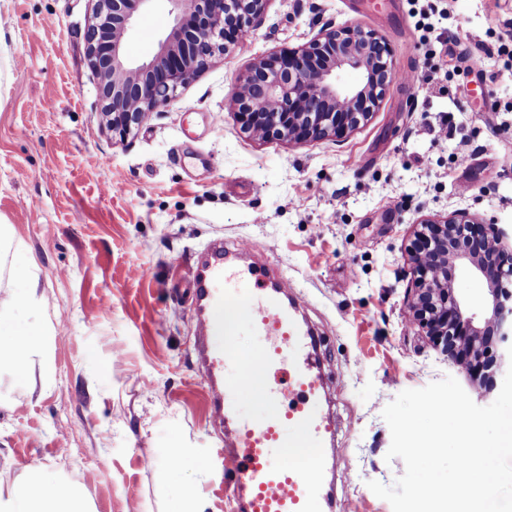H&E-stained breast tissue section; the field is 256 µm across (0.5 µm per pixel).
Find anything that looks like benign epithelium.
Returning <instances> with one entry per match:
<instances>
[{"instance_id": "benign-epithelium-1", "label": "benign epithelium", "mask_w": 512, "mask_h": 512, "mask_svg": "<svg viewBox=\"0 0 512 512\" xmlns=\"http://www.w3.org/2000/svg\"><path fill=\"white\" fill-rule=\"evenodd\" d=\"M85 56L98 79L100 115L109 130L128 135L162 111L212 60L254 30L269 0H168L172 22L158 51L132 63L124 40L135 16L154 0H92ZM360 73L355 85L342 72ZM395 69L386 38L358 24L325 28L304 45L272 52L232 87L240 128L264 141L305 144L343 138L375 112ZM503 231L467 211L424 218L409 248L410 322L446 357L487 383L493 363L512 345V250ZM485 280L491 307L476 321L455 293L459 267Z\"/></svg>"}]
</instances>
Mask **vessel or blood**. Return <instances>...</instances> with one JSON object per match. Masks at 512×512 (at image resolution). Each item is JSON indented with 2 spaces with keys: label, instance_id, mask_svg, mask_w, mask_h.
I'll return each instance as SVG.
<instances>
[{
  "label": "vessel or blood",
  "instance_id": "b4317fda",
  "mask_svg": "<svg viewBox=\"0 0 512 512\" xmlns=\"http://www.w3.org/2000/svg\"><path fill=\"white\" fill-rule=\"evenodd\" d=\"M191 274L197 367L209 423L223 434L217 450L237 512H324L330 481L318 451L331 446L334 431L321 410L326 382L317 340L288 303L291 281L230 261L220 239L207 245ZM241 309L255 338L247 357L216 316ZM258 369L268 378L269 399L279 405L261 419L240 411Z\"/></svg>",
  "mask_w": 512,
  "mask_h": 512
}]
</instances>
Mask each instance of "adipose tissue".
Listing matches in <instances>:
<instances>
[{
    "instance_id": "1",
    "label": "adipose tissue",
    "mask_w": 512,
    "mask_h": 512,
    "mask_svg": "<svg viewBox=\"0 0 512 512\" xmlns=\"http://www.w3.org/2000/svg\"><path fill=\"white\" fill-rule=\"evenodd\" d=\"M43 303L37 280L29 273L17 289L0 298V369L8 367L17 377H24L28 355L42 351V330L18 321L13 311L20 305L37 308ZM0 512H85V506L68 484L35 470L10 494L0 496Z\"/></svg>"
}]
</instances>
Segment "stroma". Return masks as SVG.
Segmentation results:
<instances>
[{"mask_svg": "<svg viewBox=\"0 0 512 512\" xmlns=\"http://www.w3.org/2000/svg\"><path fill=\"white\" fill-rule=\"evenodd\" d=\"M91 16V0H0V225L46 300L14 315L47 341L26 381L0 370V493L38 469L78 487L89 512H172L189 486L202 512H233L193 349L190 270L220 238L288 276L321 335L329 512H392L368 487L405 470L385 458L384 407L448 376L480 406L501 390L475 388L408 320L406 247L422 217L457 210L512 238V0H270L245 42L124 140L101 123ZM350 23L384 35L396 69L446 74L447 96L393 82L338 141L243 133L235 79ZM170 25L154 0L128 59L150 58Z\"/></svg>", "mask_w": 512, "mask_h": 512, "instance_id": "stroma-1", "label": "stroma"}]
</instances>
